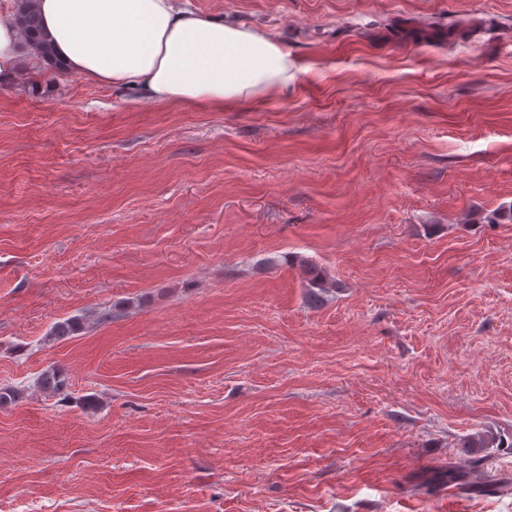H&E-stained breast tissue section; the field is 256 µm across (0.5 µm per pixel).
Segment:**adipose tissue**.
Returning a JSON list of instances; mask_svg holds the SVG:
<instances>
[{
    "label": "adipose tissue",
    "instance_id": "ef3b65f1",
    "mask_svg": "<svg viewBox=\"0 0 512 512\" xmlns=\"http://www.w3.org/2000/svg\"><path fill=\"white\" fill-rule=\"evenodd\" d=\"M42 34L64 70L147 101L220 105L288 87L297 69L267 32L183 9L179 0H35ZM0 0V83L30 50Z\"/></svg>",
    "mask_w": 512,
    "mask_h": 512
}]
</instances>
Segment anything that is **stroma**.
Here are the masks:
<instances>
[{
	"instance_id": "1",
	"label": "stroma",
	"mask_w": 512,
	"mask_h": 512,
	"mask_svg": "<svg viewBox=\"0 0 512 512\" xmlns=\"http://www.w3.org/2000/svg\"><path fill=\"white\" fill-rule=\"evenodd\" d=\"M184 4L295 82L0 84V512H512V0Z\"/></svg>"
}]
</instances>
